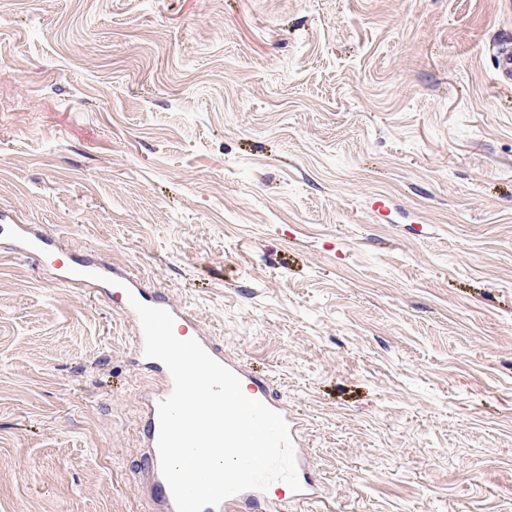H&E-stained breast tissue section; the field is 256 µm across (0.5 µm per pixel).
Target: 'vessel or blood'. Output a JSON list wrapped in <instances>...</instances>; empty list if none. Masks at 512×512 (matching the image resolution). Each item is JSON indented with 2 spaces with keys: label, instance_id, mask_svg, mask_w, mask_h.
I'll return each instance as SVG.
<instances>
[{
  "label": "vessel or blood",
  "instance_id": "vessel-or-blood-1",
  "mask_svg": "<svg viewBox=\"0 0 512 512\" xmlns=\"http://www.w3.org/2000/svg\"><path fill=\"white\" fill-rule=\"evenodd\" d=\"M493 70L499 83H512V42L500 41L494 48ZM0 237L13 242L19 253L24 255H45L59 249L57 237L34 229L28 224H18L8 215L0 214ZM77 273H69L64 277L68 286L83 288L90 286L91 273L111 274L113 279L123 283L133 293L136 299L147 306L168 309L174 318V326L180 334H191L206 352L222 365L233 371L241 380L242 388L247 397L264 402L273 410L279 412L285 419L289 433L296 450L299 491L288 492L281 500L269 498L267 492L250 489L226 498L217 506L205 507L203 512H276L277 507L288 505H310L321 502L323 495L315 485L311 473L313 462L302 449L301 434L306 426V419L300 409L288 406L287 402L270 386L268 379L254 374L238 359L225 356L224 348L214 337L199 331L195 319L186 309L168 305L167 301L156 291L146 288L142 280L120 268L106 269L105 266L94 262L78 263ZM123 317L129 325L130 343L136 359L142 361L147 370L152 372L154 385L144 395L140 423L144 453L140 471L144 481L141 485L150 504L152 512H177L170 487L160 469L157 450L159 434L158 405L166 399L173 387L171 375L167 367L159 360L151 359L144 354V337L136 311L131 305H124Z\"/></svg>",
  "mask_w": 512,
  "mask_h": 512
}]
</instances>
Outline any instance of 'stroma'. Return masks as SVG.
Masks as SVG:
<instances>
[{
	"mask_svg": "<svg viewBox=\"0 0 512 512\" xmlns=\"http://www.w3.org/2000/svg\"><path fill=\"white\" fill-rule=\"evenodd\" d=\"M508 37L512 0H5L0 213L269 377L307 512H512ZM57 275L0 238V512H150L152 380ZM493 70L496 80L502 84L512 83V42L503 40L494 48Z\"/></svg>",
	"mask_w": 512,
	"mask_h": 512,
	"instance_id": "obj_1",
	"label": "stroma"
}]
</instances>
